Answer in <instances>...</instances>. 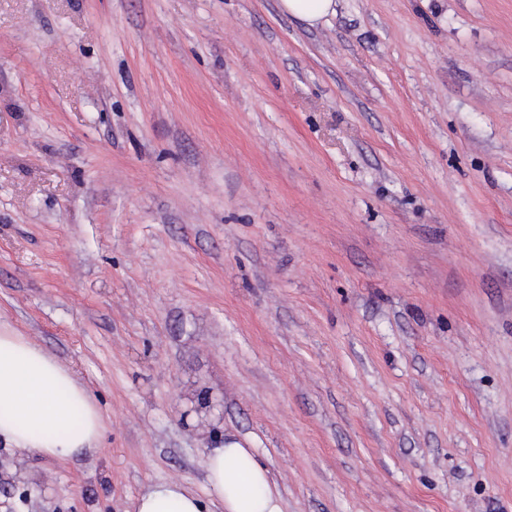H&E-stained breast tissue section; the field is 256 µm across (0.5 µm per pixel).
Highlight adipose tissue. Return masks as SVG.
Instances as JSON below:
<instances>
[{"label": "adipose tissue", "instance_id": "adipose-tissue-1", "mask_svg": "<svg viewBox=\"0 0 512 512\" xmlns=\"http://www.w3.org/2000/svg\"><path fill=\"white\" fill-rule=\"evenodd\" d=\"M100 434V412L69 367L26 337L0 333V442L65 461L94 453ZM204 469L222 512H283L268 470L239 442L208 448ZM134 512H203V503L186 482L161 480L139 494Z\"/></svg>", "mask_w": 512, "mask_h": 512}]
</instances>
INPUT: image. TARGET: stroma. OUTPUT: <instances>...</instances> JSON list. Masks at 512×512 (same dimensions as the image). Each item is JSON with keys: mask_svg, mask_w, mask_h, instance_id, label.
Segmentation results:
<instances>
[{"mask_svg": "<svg viewBox=\"0 0 512 512\" xmlns=\"http://www.w3.org/2000/svg\"><path fill=\"white\" fill-rule=\"evenodd\" d=\"M336 2L0 0V332L103 415L0 512L217 439L284 512H512V0ZM280 11L308 26H316L336 13L335 0H279Z\"/></svg>", "mask_w": 512, "mask_h": 512, "instance_id": "1", "label": "stroma"}]
</instances>
